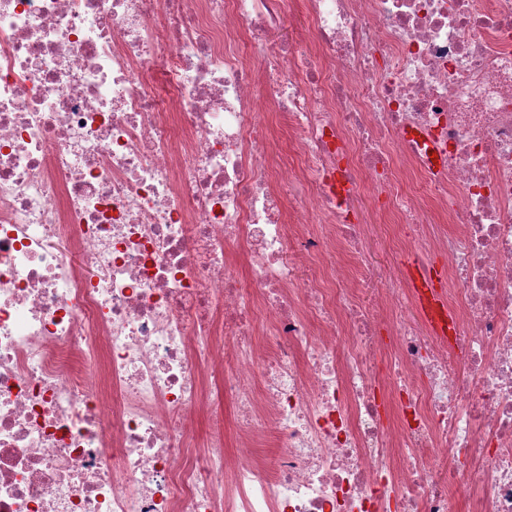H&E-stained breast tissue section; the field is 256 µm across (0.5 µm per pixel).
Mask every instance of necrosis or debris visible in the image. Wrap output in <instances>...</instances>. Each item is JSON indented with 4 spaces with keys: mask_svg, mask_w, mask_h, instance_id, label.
I'll list each match as a JSON object with an SVG mask.
<instances>
[{
    "mask_svg": "<svg viewBox=\"0 0 512 512\" xmlns=\"http://www.w3.org/2000/svg\"><path fill=\"white\" fill-rule=\"evenodd\" d=\"M287 7L0 0V512H512V0ZM365 250L381 272L396 266V257L391 242L382 224H376L366 243ZM418 282L419 284L415 283V288H417L419 294L420 306L423 313L428 317L437 331H446L451 316L447 311L443 298L439 295L435 281L428 275L420 272ZM419 288L421 290H419Z\"/></svg>",
    "mask_w": 512,
    "mask_h": 512,
    "instance_id": "1",
    "label": "necrosis or debris"
}]
</instances>
